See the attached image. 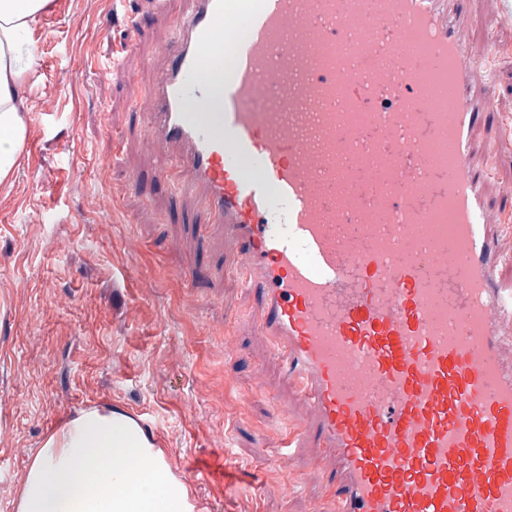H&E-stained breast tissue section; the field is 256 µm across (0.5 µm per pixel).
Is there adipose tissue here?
I'll return each instance as SVG.
<instances>
[{"label":"adipose tissue","mask_w":512,"mask_h":512,"mask_svg":"<svg viewBox=\"0 0 512 512\" xmlns=\"http://www.w3.org/2000/svg\"><path fill=\"white\" fill-rule=\"evenodd\" d=\"M50 0H0V183L18 167L31 84L28 33ZM17 512H195L150 431L109 408H91L43 441L28 465Z\"/></svg>","instance_id":"obj_1"}]
</instances>
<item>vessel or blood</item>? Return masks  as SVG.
Here are the masks:
<instances>
[{
    "instance_id": "1",
    "label": "vessel or blood",
    "mask_w": 512,
    "mask_h": 512,
    "mask_svg": "<svg viewBox=\"0 0 512 512\" xmlns=\"http://www.w3.org/2000/svg\"><path fill=\"white\" fill-rule=\"evenodd\" d=\"M194 2L136 108L176 149L159 179L179 171L224 227L304 432L336 460L318 477L335 512H512V289L473 162L496 104L464 11ZM217 56L216 103L198 76ZM435 74L452 111L425 96Z\"/></svg>"
}]
</instances>
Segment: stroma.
<instances>
[{
  "label": "stroma",
  "instance_id": "35a3bbf8",
  "mask_svg": "<svg viewBox=\"0 0 512 512\" xmlns=\"http://www.w3.org/2000/svg\"><path fill=\"white\" fill-rule=\"evenodd\" d=\"M469 41L491 62L498 118L475 133L476 165L505 226L512 289V0H465ZM190 0H50L32 27L21 164L0 184V512H15L31 457L81 410H128L153 432L197 512H333L311 478L333 458L284 452L269 398L307 418L224 269V235L201 234L197 198L159 182L136 94ZM118 61L111 70L110 61ZM139 176L131 187L130 173ZM233 352H226L225 340ZM287 453L285 468L272 466Z\"/></svg>",
  "mask_w": 512,
  "mask_h": 512
}]
</instances>
